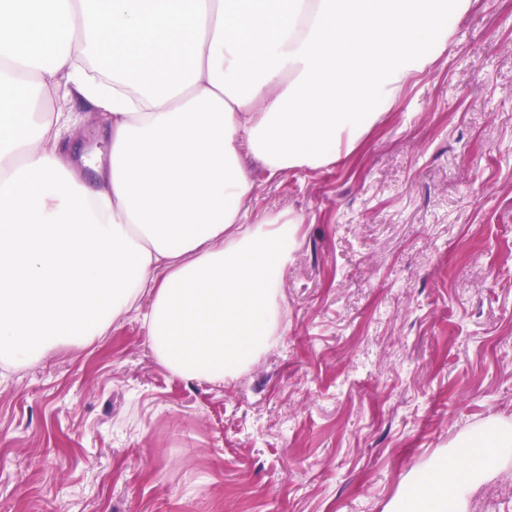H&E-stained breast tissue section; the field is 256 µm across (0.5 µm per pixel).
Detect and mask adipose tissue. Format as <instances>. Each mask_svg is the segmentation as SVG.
I'll list each match as a JSON object with an SVG mask.
<instances>
[{
	"label": "adipose tissue",
	"instance_id": "1",
	"mask_svg": "<svg viewBox=\"0 0 512 512\" xmlns=\"http://www.w3.org/2000/svg\"><path fill=\"white\" fill-rule=\"evenodd\" d=\"M467 0H0V360L103 335L144 309L184 380L236 377L278 340L299 221L252 219L273 178L335 163L448 46ZM77 101L108 155L78 162ZM512 459L469 428L386 512H465Z\"/></svg>",
	"mask_w": 512,
	"mask_h": 512
}]
</instances>
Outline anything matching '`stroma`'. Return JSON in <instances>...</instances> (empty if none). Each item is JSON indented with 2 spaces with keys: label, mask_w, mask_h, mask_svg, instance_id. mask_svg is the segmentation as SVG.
<instances>
[{
  "label": "stroma",
  "mask_w": 512,
  "mask_h": 512,
  "mask_svg": "<svg viewBox=\"0 0 512 512\" xmlns=\"http://www.w3.org/2000/svg\"><path fill=\"white\" fill-rule=\"evenodd\" d=\"M253 180L255 217L300 220L278 343L188 381L131 314L0 364V512H385L512 421V0H470L354 152ZM466 512H512V463Z\"/></svg>",
  "instance_id": "35a3bbf8"
}]
</instances>
